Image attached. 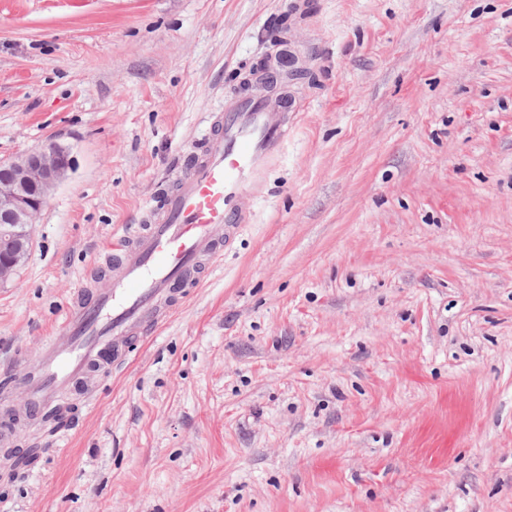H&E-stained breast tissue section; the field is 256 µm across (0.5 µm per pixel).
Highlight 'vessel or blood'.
<instances>
[{
  "mask_svg": "<svg viewBox=\"0 0 512 512\" xmlns=\"http://www.w3.org/2000/svg\"><path fill=\"white\" fill-rule=\"evenodd\" d=\"M287 137L285 114L264 100L225 103L203 149L185 159L186 173L162 205L110 242L109 288H79L62 318L61 337L49 338L40 357L26 362L16 384L27 412L41 413L173 313L176 285L191 283L203 257L218 260L224 239L247 223L240 196Z\"/></svg>",
  "mask_w": 512,
  "mask_h": 512,
  "instance_id": "b4317fda",
  "label": "vessel or blood"
}]
</instances>
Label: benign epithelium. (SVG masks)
Returning <instances> with one entry per match:
<instances>
[{
    "label": "benign epithelium",
    "mask_w": 512,
    "mask_h": 512,
    "mask_svg": "<svg viewBox=\"0 0 512 512\" xmlns=\"http://www.w3.org/2000/svg\"><path fill=\"white\" fill-rule=\"evenodd\" d=\"M72 167L69 151L50 141L9 162H0V287L27 261L31 228L49 192Z\"/></svg>",
    "instance_id": "obj_1"
}]
</instances>
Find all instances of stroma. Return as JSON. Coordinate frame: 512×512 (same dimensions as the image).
Segmentation results:
<instances>
[{
    "label": "stroma",
    "instance_id": "35a3bbf8",
    "mask_svg": "<svg viewBox=\"0 0 512 512\" xmlns=\"http://www.w3.org/2000/svg\"><path fill=\"white\" fill-rule=\"evenodd\" d=\"M281 55L249 224L0 437V512H512V0H0V161L73 160L0 288V381Z\"/></svg>",
    "mask_w": 512,
    "mask_h": 512
}]
</instances>
